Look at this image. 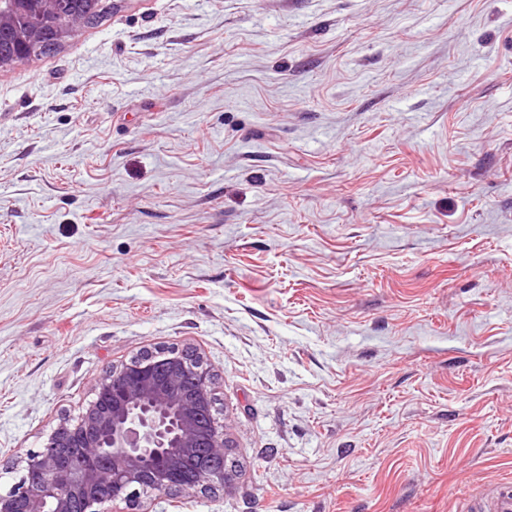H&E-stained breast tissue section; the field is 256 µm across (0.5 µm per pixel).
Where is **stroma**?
<instances>
[{
	"label": "stroma",
	"mask_w": 512,
	"mask_h": 512,
	"mask_svg": "<svg viewBox=\"0 0 512 512\" xmlns=\"http://www.w3.org/2000/svg\"><path fill=\"white\" fill-rule=\"evenodd\" d=\"M172 346L238 475L118 512L512 482V0H115L0 70V493Z\"/></svg>",
	"instance_id": "stroma-1"
}]
</instances>
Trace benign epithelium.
I'll list each match as a JSON object with an SVG mask.
<instances>
[{"mask_svg": "<svg viewBox=\"0 0 512 512\" xmlns=\"http://www.w3.org/2000/svg\"><path fill=\"white\" fill-rule=\"evenodd\" d=\"M75 0H0V69L76 37L87 13ZM66 25L58 24L61 15ZM214 376L190 348L142 354L106 374L79 416L61 422L25 457V475L0 493V512H98L105 502H130L149 486L160 493L214 492L234 481L226 426L204 399ZM77 447L85 465L60 462ZM198 457L196 480L183 483V463ZM221 461V472L209 463Z\"/></svg>", "mask_w": 512, "mask_h": 512, "instance_id": "1", "label": "benign epithelium"}]
</instances>
